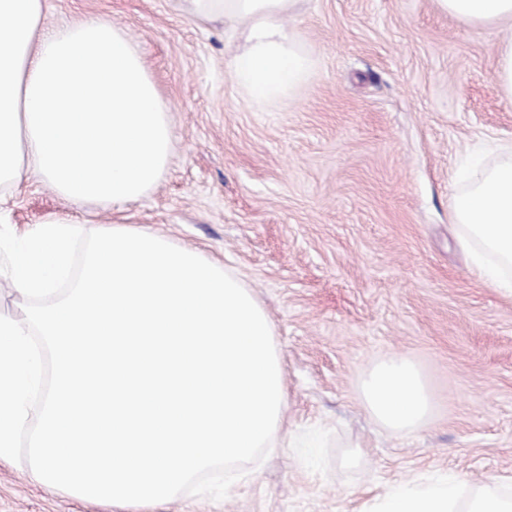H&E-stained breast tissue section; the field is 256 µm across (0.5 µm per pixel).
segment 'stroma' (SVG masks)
I'll return each instance as SVG.
<instances>
[{"label": "stroma", "instance_id": "stroma-1", "mask_svg": "<svg viewBox=\"0 0 512 512\" xmlns=\"http://www.w3.org/2000/svg\"><path fill=\"white\" fill-rule=\"evenodd\" d=\"M89 16L127 33L167 105V168L119 208L69 206L31 176L0 214L19 236L67 212L85 231L131 224L197 248L253 290L285 369L265 460L223 500L182 494L152 512H366L402 484L512 476V297L469 266L448 220L457 175L512 142L498 27L434 0H300L288 24L311 78L264 104L229 73L234 21L200 19L185 0H45L46 29ZM396 355L434 405L406 435L361 397ZM0 512L119 510L1 459Z\"/></svg>", "mask_w": 512, "mask_h": 512}]
</instances>
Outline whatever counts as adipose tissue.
<instances>
[{"instance_id":"ef3b65f1","label":"adipose tissue","mask_w":512,"mask_h":512,"mask_svg":"<svg viewBox=\"0 0 512 512\" xmlns=\"http://www.w3.org/2000/svg\"><path fill=\"white\" fill-rule=\"evenodd\" d=\"M298 0H188L201 18L239 22L233 79L256 100L291 96L312 61L287 23ZM474 25L512 26V0H435ZM172 149L168 109L124 30L101 18L48 31L44 0H0V197L37 175L78 206L135 201L163 175ZM482 280L512 296V143L458 192L449 211ZM372 416L397 434L417 430L431 409L418 369L393 357L365 379ZM512 478L463 495L465 481L397 486L371 512H512Z\"/></svg>"}]
</instances>
